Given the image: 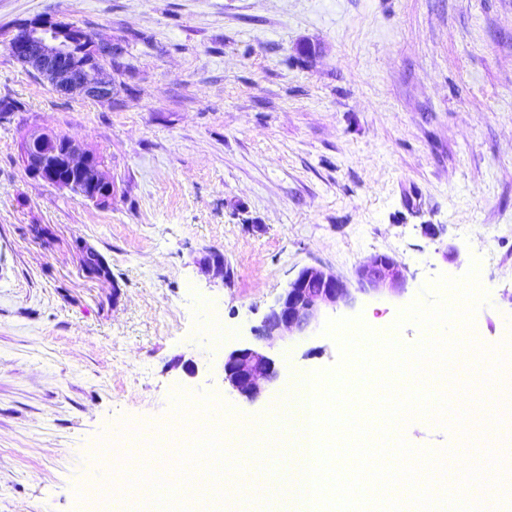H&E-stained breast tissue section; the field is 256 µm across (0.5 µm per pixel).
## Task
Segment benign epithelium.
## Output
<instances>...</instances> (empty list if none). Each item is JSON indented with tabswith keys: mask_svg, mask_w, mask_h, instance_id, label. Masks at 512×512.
I'll list each match as a JSON object with an SVG mask.
<instances>
[{
	"mask_svg": "<svg viewBox=\"0 0 512 512\" xmlns=\"http://www.w3.org/2000/svg\"><path fill=\"white\" fill-rule=\"evenodd\" d=\"M81 28L66 30L42 21L24 27L23 36L5 45L9 55L25 69L67 96L97 101L118 93L112 74L122 68L125 50L115 41L91 40L76 50ZM112 65L107 73L105 64ZM26 171L49 184L98 202L112 194L113 184L101 161L70 138L33 132L21 145ZM357 291L366 295L400 294L406 286L404 266L387 254H375L355 269ZM356 297L348 283L317 265L303 267L269 308L261 324L252 328L256 343L224 356V382L250 402L257 401L278 378L274 360L266 353L286 336H305L319 324L324 312L340 303L351 306Z\"/></svg>",
	"mask_w": 512,
	"mask_h": 512,
	"instance_id": "1",
	"label": "benign epithelium"
}]
</instances>
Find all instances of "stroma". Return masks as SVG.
Masks as SVG:
<instances>
[{"instance_id": "35a3bbf8", "label": "stroma", "mask_w": 512, "mask_h": 512, "mask_svg": "<svg viewBox=\"0 0 512 512\" xmlns=\"http://www.w3.org/2000/svg\"><path fill=\"white\" fill-rule=\"evenodd\" d=\"M36 18L125 39L119 97L59 95L4 47ZM0 512H91L88 456L129 427L190 440L176 391L222 395L228 417H262L294 374L335 366L315 329L270 349L278 379L257 401L224 381L304 266L350 280L377 253L406 289L358 295L327 317L392 325L437 276L478 268L472 329L512 351V0H0ZM52 129L92 151L110 204L28 175L23 136ZM438 233L430 236L425 225ZM108 266L83 268L86 251ZM224 255L229 279L204 264ZM224 332L210 333L213 316ZM416 417V448H504ZM266 494L224 512H283Z\"/></svg>"}]
</instances>
